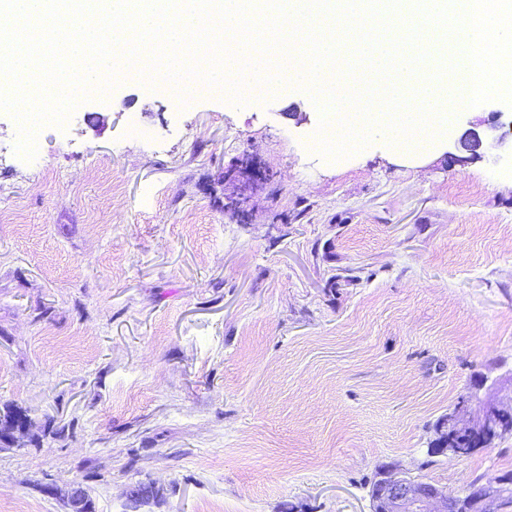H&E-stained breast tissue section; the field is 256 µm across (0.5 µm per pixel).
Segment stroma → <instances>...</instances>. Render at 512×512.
<instances>
[{"label":"stroma","mask_w":512,"mask_h":512,"mask_svg":"<svg viewBox=\"0 0 512 512\" xmlns=\"http://www.w3.org/2000/svg\"><path fill=\"white\" fill-rule=\"evenodd\" d=\"M315 92L130 81L0 159V512H368L378 466L457 494L512 435L434 456L435 425L512 372V149L317 150ZM304 115L303 122L293 113ZM54 418L58 435L43 434Z\"/></svg>","instance_id":"obj_1"}]
</instances>
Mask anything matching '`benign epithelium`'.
Here are the masks:
<instances>
[{"label":"benign epithelium","mask_w":512,"mask_h":512,"mask_svg":"<svg viewBox=\"0 0 512 512\" xmlns=\"http://www.w3.org/2000/svg\"><path fill=\"white\" fill-rule=\"evenodd\" d=\"M503 113L492 114V121L479 130H465L457 148L479 156L501 146L512 137V120L501 121ZM482 404L475 419L467 415L468 406ZM512 405V376L491 385L481 382L462 395L454 410L439 425L436 452L450 459L463 456L460 445L481 447L487 438L507 432L505 407ZM512 497V481L499 479L472 482L455 496L438 485L414 479L394 466L384 468L370 490L371 512H499L500 503Z\"/></svg>","instance_id":"benign-epithelium-1"}]
</instances>
